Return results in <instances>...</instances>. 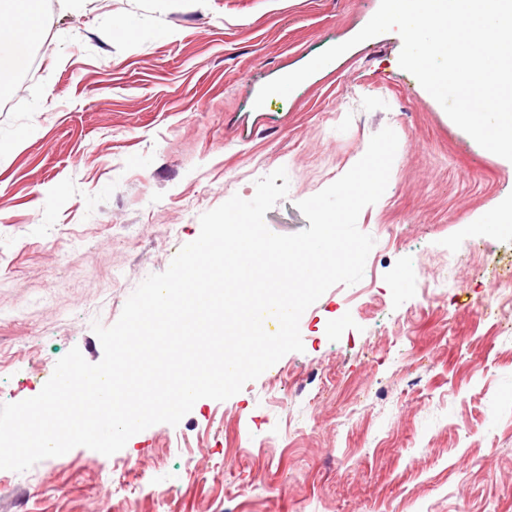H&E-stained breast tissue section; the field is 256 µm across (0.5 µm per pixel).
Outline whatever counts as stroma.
<instances>
[{
  "label": "stroma",
  "instance_id": "1",
  "mask_svg": "<svg viewBox=\"0 0 512 512\" xmlns=\"http://www.w3.org/2000/svg\"><path fill=\"white\" fill-rule=\"evenodd\" d=\"M380 0H48L43 39L0 90V404L36 396L71 348L103 357L135 288L200 217L285 168L298 207L391 128L364 276L302 315L303 351L110 456L0 470V512H512V197L486 152L398 58L389 31L255 107L260 88L349 41ZM454 276L433 296L430 283ZM475 233L488 235L502 229L503 225L512 224V200L510 203L504 204L496 211L485 216L481 221L476 223Z\"/></svg>",
  "mask_w": 512,
  "mask_h": 512
}]
</instances>
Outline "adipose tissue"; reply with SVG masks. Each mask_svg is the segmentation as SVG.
<instances>
[{
	"mask_svg": "<svg viewBox=\"0 0 512 512\" xmlns=\"http://www.w3.org/2000/svg\"><path fill=\"white\" fill-rule=\"evenodd\" d=\"M43 23V0H0V79L25 68Z\"/></svg>",
	"mask_w": 512,
	"mask_h": 512,
	"instance_id": "ef3b65f1",
	"label": "adipose tissue"
}]
</instances>
